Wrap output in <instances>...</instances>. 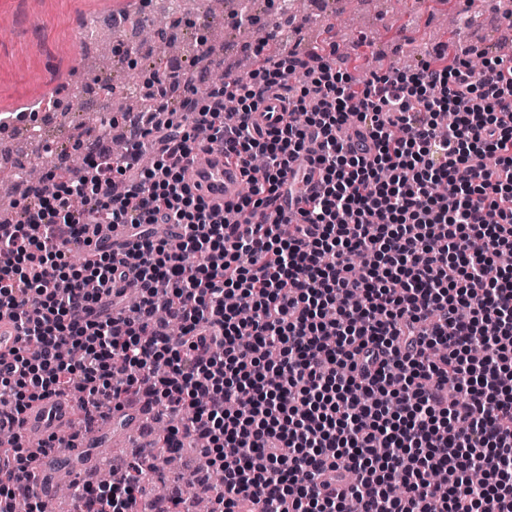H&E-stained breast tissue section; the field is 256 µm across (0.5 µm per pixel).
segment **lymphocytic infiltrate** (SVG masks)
<instances>
[{"label": "lymphocytic infiltrate", "mask_w": 512, "mask_h": 512, "mask_svg": "<svg viewBox=\"0 0 512 512\" xmlns=\"http://www.w3.org/2000/svg\"><path fill=\"white\" fill-rule=\"evenodd\" d=\"M479 52L441 43L361 81L331 43L202 99L155 75L145 108L113 116L122 158L47 173L0 224V310L38 341L0 354V416L66 393L188 412L171 443L207 440L218 512H512V268L495 265L512 252V61L476 72ZM270 97L286 117L266 130ZM205 148L241 164L247 194L216 208L187 182ZM301 189L295 223H254ZM94 224L136 233L114 253ZM139 491L123 472L82 512H129Z\"/></svg>", "instance_id": "obj_1"}]
</instances>
